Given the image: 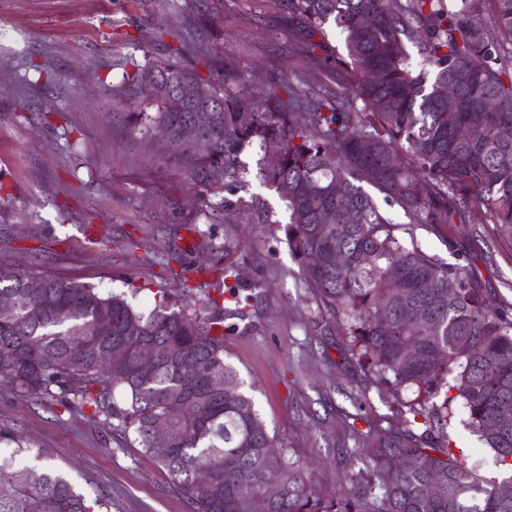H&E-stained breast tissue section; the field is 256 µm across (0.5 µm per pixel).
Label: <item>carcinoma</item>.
Masks as SVG:
<instances>
[{
  "label": "carcinoma",
  "mask_w": 512,
  "mask_h": 512,
  "mask_svg": "<svg viewBox=\"0 0 512 512\" xmlns=\"http://www.w3.org/2000/svg\"><path fill=\"white\" fill-rule=\"evenodd\" d=\"M288 40L308 57L333 60L336 88L306 91L288 85L256 96L213 74L176 62L147 61L112 89L118 104L137 92L142 75L166 79L157 96L132 106V129L151 139L197 140L174 154L196 184L222 189L238 181V154L257 142L280 146L278 162L260 169L262 181L288 210L286 237L307 285L333 311L352 321L349 335L381 379L418 392H439L455 371L454 396L421 407L429 428L389 427L378 437L372 467L343 499L313 494L300 468L275 449L236 368L224 359V315L200 322L163 305L145 314L121 294L43 273L0 267V293L14 297L0 314V384L36 396L108 427L115 438L134 436L164 468L195 512H249L265 497L269 512H512V474L483 479L456 455L447 428L453 404L512 470V313L492 305L470 267H452L398 236L399 223L366 187L383 194L410 224L448 239V229L490 224L512 244V0H285ZM343 36L344 53L329 45L328 28ZM416 48L415 67L405 42ZM190 82L201 97L169 112L170 87ZM456 102L448 109L443 97ZM217 104L208 121L198 109ZM346 194L336 196V184ZM350 258L336 272L338 250ZM325 262L310 267L308 253ZM399 275L406 295L392 287ZM422 309L409 326L404 303ZM130 350L118 363L112 346ZM412 346L413 359L404 350ZM153 372L139 370L143 356ZM235 387L224 397L218 382ZM163 420L169 446L152 444ZM404 454L407 468L389 458ZM48 461L46 448L0 426V512H103L65 472L36 469L17 458ZM443 482L430 486L433 473Z\"/></svg>",
  "instance_id": "obj_1"
}]
</instances>
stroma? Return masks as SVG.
<instances>
[{"label":"stroma","instance_id":"obj_1","mask_svg":"<svg viewBox=\"0 0 512 512\" xmlns=\"http://www.w3.org/2000/svg\"><path fill=\"white\" fill-rule=\"evenodd\" d=\"M209 58L232 62L228 82L262 76L274 85L332 88L316 61L288 43L283 0H0V267L32 269L101 291L125 294L150 312L159 301L207 319L202 300L224 303V358L239 372L279 448L316 494L346 498L354 476L389 425L413 420L416 390L372 376L336 319L302 279L284 227L288 212L259 177L264 150L238 156V182L212 194L181 175L172 150L129 125L112 87L134 64ZM402 223L444 263L472 266L489 297L512 304V248L485 225L463 231L466 250ZM208 243L209 254L196 252ZM187 263L220 262L234 278L168 270L171 252ZM252 289L237 307L228 290ZM456 407L448 436L456 451L481 453L480 474L504 476ZM0 426L49 449L89 496L110 512H193L190 499L134 441L103 425L0 384Z\"/></svg>","mask_w":512,"mask_h":512}]
</instances>
